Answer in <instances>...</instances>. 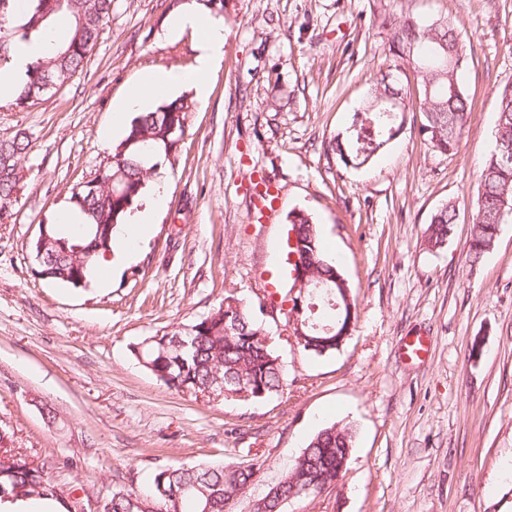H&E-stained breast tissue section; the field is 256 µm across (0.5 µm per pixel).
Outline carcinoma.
<instances>
[{
  "mask_svg": "<svg viewBox=\"0 0 512 512\" xmlns=\"http://www.w3.org/2000/svg\"><path fill=\"white\" fill-rule=\"evenodd\" d=\"M20 9L24 22L16 25L14 16ZM111 14L112 0H0V57L21 41L40 39L46 45L45 54L29 67L11 104L18 108L35 105L44 96L40 84L48 75L71 78L83 66ZM61 17L70 21L64 31L56 27ZM411 51L414 57L410 65L421 103L419 132L433 150L455 154L472 110L464 93V44L448 20L426 22L407 13L391 33L389 52L402 60ZM380 94L397 101L403 111H411L408 90L396 81H378L369 100L353 113L349 132L328 143V150L346 167L367 164L396 138L393 130L399 127L397 120L373 108ZM497 98L495 139L512 144V86L501 88ZM191 112V103L179 97L135 114L123 139L112 146V165L104 173L109 185L81 188L71 196L70 213L58 223L42 227L43 243L52 261L35 263L41 280L76 289L89 283L95 263L113 251L155 173L147 155L158 146L167 155L173 152L174 145L185 136ZM30 147L31 141L22 130L0 140L1 224L10 217L12 202L22 190L16 167ZM479 183L477 214L467 250L473 265L495 244L499 225L491 223V218L499 213L503 197H512V163H504L500 154L490 151L483 159ZM456 216L451 203L432 214L424 230L429 249L445 245ZM288 218L296 238L292 251L301 261L293 270H303L308 290L316 292L314 303L318 306L317 312L307 309L301 316L299 345L313 356L332 355L346 342L345 335L355 319L356 297L340 268L325 255L319 227L310 214L294 210ZM262 303L260 298L245 302L229 293L203 319L158 338L150 336L135 344L132 353L170 389L195 396L211 387L218 376H241L247 396L238 401L269 400L284 390L287 370L258 317ZM354 439L355 429L349 424L332 423L317 430L273 484L275 495H264L266 512H284L280 499L299 495L307 483L319 488L335 484L343 461L351 456ZM261 470L257 459L234 465L164 466L150 475L143 490H112L108 512H225V502L237 489H248L257 482L256 474ZM44 499L58 500L44 467L28 463L11 448L0 447V503Z\"/></svg>",
  "mask_w": 512,
  "mask_h": 512,
  "instance_id": "cac0c4a2",
  "label": "carcinoma"
}]
</instances>
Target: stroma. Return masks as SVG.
Listing matches in <instances>:
<instances>
[{
	"label": "stroma",
	"mask_w": 512,
	"mask_h": 512,
	"mask_svg": "<svg viewBox=\"0 0 512 512\" xmlns=\"http://www.w3.org/2000/svg\"><path fill=\"white\" fill-rule=\"evenodd\" d=\"M193 0H113L82 70L25 109L0 108V140L23 130L24 190L0 224V433L38 459L61 491L96 512L115 487H142L171 464L263 461L233 512L276 482L308 438L352 423L334 486L286 512H512V223L478 265L466 259L479 164L494 142L499 88L512 84V0H224V61L194 103L176 155L154 181L168 201L105 287L33 274L29 244L59 221L73 187L112 149L116 104L151 69L196 64L195 39L169 37ZM456 23L472 103L459 150L441 154L408 113L400 135L358 169L327 152L390 68L401 14ZM279 188L271 217L251 214L252 172ZM453 203L447 244L424 243L431 214ZM307 211L357 297L340 352L315 357L291 336L279 397L204 402L159 382L131 352L145 337L205 317L233 292L263 295L286 256L288 214ZM432 341L423 361L402 342ZM480 353H472L473 340Z\"/></svg>",
	"instance_id": "1"
}]
</instances>
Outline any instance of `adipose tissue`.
Here are the masks:
<instances>
[{"mask_svg": "<svg viewBox=\"0 0 512 512\" xmlns=\"http://www.w3.org/2000/svg\"><path fill=\"white\" fill-rule=\"evenodd\" d=\"M174 34L185 32L197 37L195 66L186 72L175 73L163 69L145 72L117 105V115L138 112L148 100L160 98L178 88L192 91L197 101H206L210 91V78L224 56V19L196 7L177 13L169 23ZM43 54L41 41L19 43L14 51L10 70L0 76V99L11 97L24 82L31 64Z\"/></svg>", "mask_w": 512, "mask_h": 512, "instance_id": "ef3b65f1", "label": "adipose tissue"}]
</instances>
